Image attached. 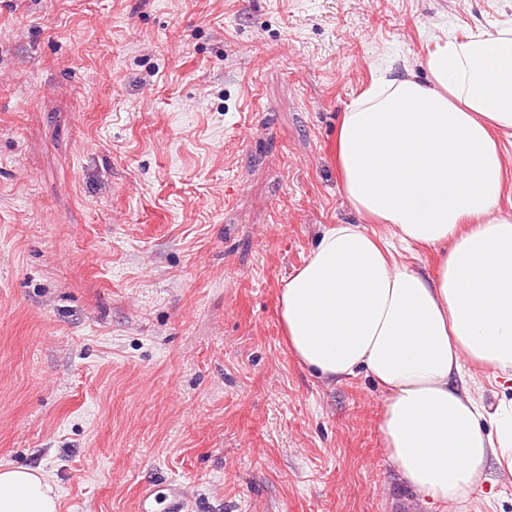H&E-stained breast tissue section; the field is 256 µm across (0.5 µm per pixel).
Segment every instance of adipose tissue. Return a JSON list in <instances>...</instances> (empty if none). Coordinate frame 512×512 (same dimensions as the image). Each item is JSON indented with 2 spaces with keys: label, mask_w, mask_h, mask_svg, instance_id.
Segmentation results:
<instances>
[{
  "label": "adipose tissue",
  "mask_w": 512,
  "mask_h": 512,
  "mask_svg": "<svg viewBox=\"0 0 512 512\" xmlns=\"http://www.w3.org/2000/svg\"><path fill=\"white\" fill-rule=\"evenodd\" d=\"M425 78L381 75L336 135L342 196L278 297L285 343L323 381L387 391L379 432L427 508L512 474V29L436 40ZM448 245L436 270L421 251ZM491 371L494 402L472 374ZM0 512H59L37 468L0 466Z\"/></svg>",
  "instance_id": "adipose-tissue-1"
}]
</instances>
